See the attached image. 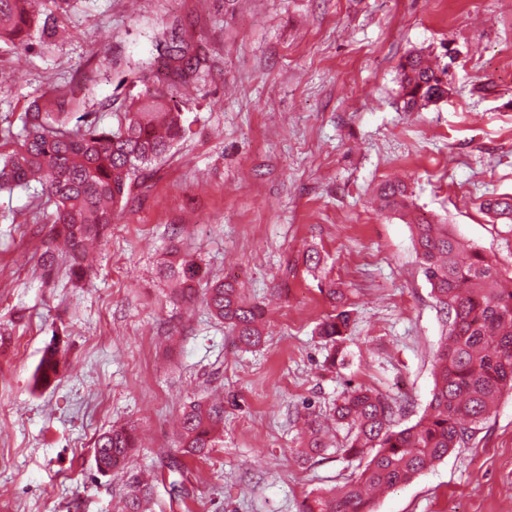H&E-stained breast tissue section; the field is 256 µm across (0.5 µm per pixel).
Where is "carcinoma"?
<instances>
[{
    "label": "carcinoma",
    "instance_id": "carcinoma-1",
    "mask_svg": "<svg viewBox=\"0 0 512 512\" xmlns=\"http://www.w3.org/2000/svg\"><path fill=\"white\" fill-rule=\"evenodd\" d=\"M75 0H0V45L52 48L60 19ZM156 52L173 64L187 82L200 68L198 57L157 31ZM400 96L404 108L435 104L448 95L447 67H432L419 53L400 64ZM68 92L50 85L29 101L20 140L0 153V189H29L46 198L52 211L49 238L41 255L49 269L58 258L57 242L67 246L65 260L72 278L80 282L88 272V243L108 234L112 214L127 206L132 184L144 167L164 157L180 137L183 113L168 103L167 87H147L134 96L115 129L103 128L78 114ZM381 207L409 218L412 240L436 306L448 333L434 365V386L423 415L411 425H400L391 402L369 388L345 393L333 417L348 426L338 450L359 461L356 471L341 485L313 492L302 512H372L370 491L412 482L460 448L489 417L492 405L507 387L512 389V289L500 287L507 274L497 262L473 245L462 243L446 224H437L412 208L403 183L379 186ZM482 208L505 224L512 223V196L489 198ZM176 283L179 301L195 299V285L204 275L193 259L168 261L160 270ZM210 311L224 321L238 343L258 346L263 308L246 299L235 283L215 282L205 289ZM350 313L341 310L319 325L318 334L331 345L326 361L334 366L346 341ZM64 365V351L51 343L44 349L35 383L55 382ZM224 424V404L192 402L182 414L174 453L166 466L182 476L186 462L206 458L216 447V433ZM308 435L301 453L307 458L327 451L318 416L307 418ZM136 428L113 427L95 441V465L109 475L136 448ZM152 488L132 474L127 479L125 512H144Z\"/></svg>",
    "mask_w": 512,
    "mask_h": 512
}]
</instances>
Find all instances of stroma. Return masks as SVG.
<instances>
[{
    "label": "stroma",
    "mask_w": 512,
    "mask_h": 512,
    "mask_svg": "<svg viewBox=\"0 0 512 512\" xmlns=\"http://www.w3.org/2000/svg\"><path fill=\"white\" fill-rule=\"evenodd\" d=\"M62 26L48 53L0 46V129L19 130L48 84L77 93L102 71L87 109L116 126L161 26L206 65L169 83L181 136L132 186L83 286L65 261L40 265L46 206L0 190V512H119L140 472L154 476L149 512H300L358 466L333 452L303 460L305 415H330L357 385L388 396L404 425L431 399L446 326L378 184L403 180L416 211L512 269V224L480 209L512 196V0H77ZM415 50L446 56L451 92L408 112L397 78ZM174 249L264 307L261 345L176 299L159 275ZM330 280L351 315L333 367L318 334L335 311L319 290ZM54 338L69 363L42 388L34 374ZM216 395L221 440L177 495L165 467L176 421ZM114 425L135 426L140 446L104 476L94 441ZM375 509L512 512V393Z\"/></svg>",
    "instance_id": "35a3bbf8"
}]
</instances>
